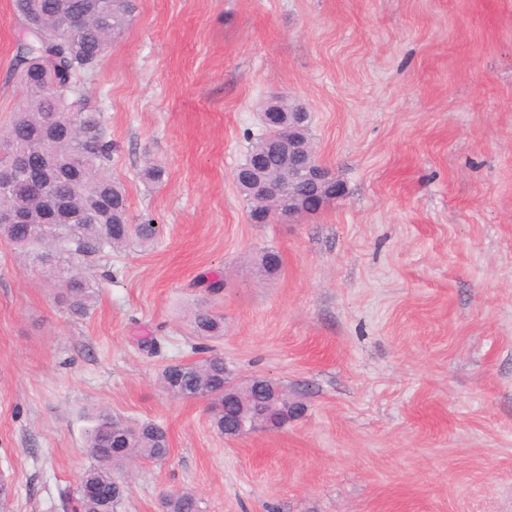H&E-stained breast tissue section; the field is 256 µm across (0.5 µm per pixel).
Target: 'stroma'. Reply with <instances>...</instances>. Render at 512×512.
<instances>
[{"label": "stroma", "instance_id": "1", "mask_svg": "<svg viewBox=\"0 0 512 512\" xmlns=\"http://www.w3.org/2000/svg\"><path fill=\"white\" fill-rule=\"evenodd\" d=\"M84 88L108 172L154 244L90 273L72 316L0 243V472L12 512H73L87 413L162 425L122 512H512V0H134ZM0 0V136L23 103ZM301 103L342 195L254 224L234 181L274 94ZM165 171L158 183L142 170ZM279 271L254 277L262 253ZM221 279L225 288L208 290ZM235 380L306 405L219 434L158 382L191 362L189 311ZM189 322V335L192 338L207 340L224 334V318L215 314L207 305H199L192 312ZM201 502L188 492H169L162 498L163 512H204Z\"/></svg>", "mask_w": 512, "mask_h": 512}]
</instances>
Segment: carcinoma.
Returning a JSON list of instances; mask_svg holds the SVG:
<instances>
[{
    "label": "carcinoma",
    "instance_id": "obj_1",
    "mask_svg": "<svg viewBox=\"0 0 512 512\" xmlns=\"http://www.w3.org/2000/svg\"><path fill=\"white\" fill-rule=\"evenodd\" d=\"M22 26L15 70L25 99L8 131L15 152L26 158L14 186L0 185V214L19 212L24 221L0 223V241L39 263L53 283L58 299L75 317H86L98 296L95 281L85 273L101 258L131 243L155 240L153 219L135 223L129 213L124 186L107 173L114 145L106 139L99 117L82 112V81L98 63L102 47L124 32L133 12L132 0H12ZM56 88L53 95L44 86ZM282 129L272 126L257 136L249 151L252 162L277 183H288L279 152ZM74 213L77 219L61 216ZM279 255L265 252L258 263L264 276L275 274ZM189 335L199 340L224 335V318L204 304L189 318ZM202 357L191 363L166 365L160 382L173 396L208 400L214 426L222 434L239 435L249 429L256 409L266 408L271 425L287 420L304 404L288 395L270 400L255 382L232 384L224 357L205 346L191 345ZM91 463L76 489L74 512H119L124 486L114 470L135 459L163 462L169 453L166 430L153 421L129 423L105 408L92 417L86 435ZM163 512H204L200 500L188 492H169L162 498Z\"/></svg>",
    "mask_w": 512,
    "mask_h": 512
}]
</instances>
